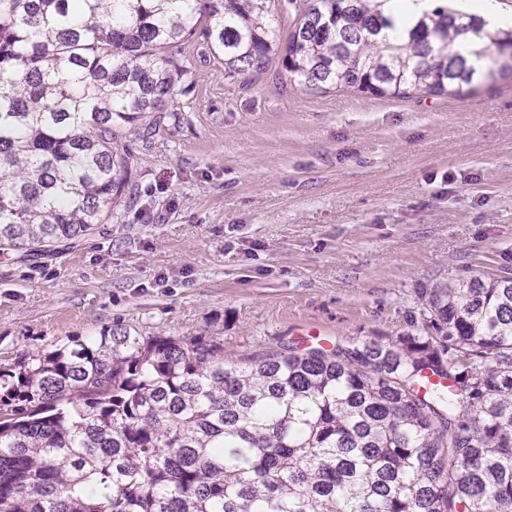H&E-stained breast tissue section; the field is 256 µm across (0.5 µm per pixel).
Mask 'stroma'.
I'll return each instance as SVG.
<instances>
[{"instance_id":"obj_1","label":"stroma","mask_w":512,"mask_h":512,"mask_svg":"<svg viewBox=\"0 0 512 512\" xmlns=\"http://www.w3.org/2000/svg\"><path fill=\"white\" fill-rule=\"evenodd\" d=\"M185 51L169 119L127 138L134 204L49 253L0 254V369L116 325L233 358L431 336L434 290L512 277V75L305 92L280 59L229 79Z\"/></svg>"}]
</instances>
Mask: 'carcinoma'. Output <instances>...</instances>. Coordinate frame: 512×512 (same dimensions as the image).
<instances>
[{
	"mask_svg": "<svg viewBox=\"0 0 512 512\" xmlns=\"http://www.w3.org/2000/svg\"><path fill=\"white\" fill-rule=\"evenodd\" d=\"M0 0V254L90 234L133 200L119 132L158 128L200 34L228 77L271 57L308 91L442 95L512 28L437 8L394 41L383 0ZM438 336L224 356L115 326L0 370V512H512V277L429 300ZM451 382L420 392L423 373ZM275 3L276 26L281 46L284 48L289 34L294 30L297 17L293 7L288 5V0H276Z\"/></svg>",
	"mask_w": 512,
	"mask_h": 512,
	"instance_id": "cac0c4a2",
	"label": "carcinoma"
}]
</instances>
